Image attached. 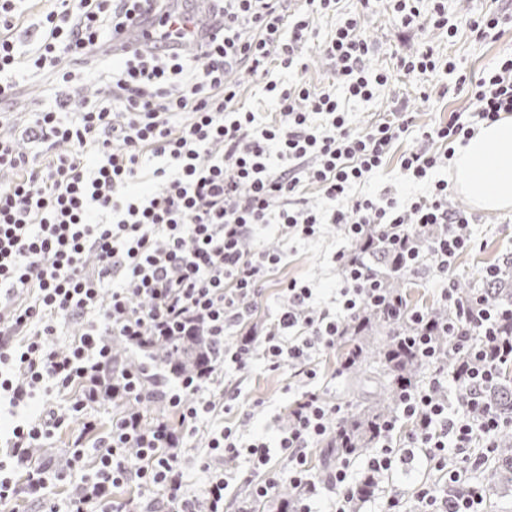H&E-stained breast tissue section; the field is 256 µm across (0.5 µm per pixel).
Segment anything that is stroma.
<instances>
[{"label": "stroma", "mask_w": 512, "mask_h": 512, "mask_svg": "<svg viewBox=\"0 0 512 512\" xmlns=\"http://www.w3.org/2000/svg\"><path fill=\"white\" fill-rule=\"evenodd\" d=\"M362 33L376 45V51L370 60L375 68H382L392 75L390 86L371 102L354 106L350 110L352 125L363 126L384 112L390 111L393 101L405 102L415 115L418 126H427L447 121L453 111L469 107L465 94L448 96L444 99L424 100L418 88L399 72L396 54L410 49L414 40L411 33L402 31L395 23L391 13L378 10L370 16L362 28ZM441 54L450 56L464 72L477 73L491 66L498 57L512 53V23L502 25L496 37L477 40L468 31H460L457 37L440 36L436 41ZM414 138L400 141L387 158L381 170L364 186L366 194L382 197L391 192L400 204H410L413 197L424 194L428 182L408 180L400 169L402 155L417 147ZM450 201L456 207L470 210L473 219V233L476 246L473 250L461 254L450 273L457 283H469L471 288L483 287L482 274L486 267L502 262L506 254L512 252V210L505 212H484L471 209L469 202L459 193H452ZM267 247L283 248L285 258L279 272L263 287L259 299V310L250 329L254 332V346H261V331L269 321L268 311L284 304L281 284L290 279H298L318 288L322 300H330L338 281V273L333 256L337 250L350 249L347 240L338 225L324 227L321 235L309 242L281 244L279 239L268 238ZM338 365L335 351H327L316 359V369L321 381L326 382L325 394L330 398L347 401L351 409L373 403L381 390L380 367L375 360L364 363L357 376L346 377L333 382L332 376ZM290 371L281 368L268 372L254 368L245 374L241 385L240 404L229 412L218 415V422L233 424L245 435H263L275 438L279 425L287 420L288 406L296 397L297 388L290 385ZM434 471L419 467L406 472L400 469L379 476L377 489L373 497L366 499L355 512H377L381 501L391 496L406 498L409 512H416L418 505L409 500L408 492L414 483L437 479Z\"/></svg>", "instance_id": "35a3bbf8"}]
</instances>
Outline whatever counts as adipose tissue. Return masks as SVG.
Segmentation results:
<instances>
[{
    "mask_svg": "<svg viewBox=\"0 0 512 512\" xmlns=\"http://www.w3.org/2000/svg\"><path fill=\"white\" fill-rule=\"evenodd\" d=\"M449 177L474 207L512 209V116L480 126L459 146L450 161Z\"/></svg>",
    "mask_w": 512,
    "mask_h": 512,
    "instance_id": "adipose-tissue-1",
    "label": "adipose tissue"
}]
</instances>
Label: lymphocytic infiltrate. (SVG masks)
Segmentation results:
<instances>
[{"instance_id": "lymphocytic-infiltrate-1", "label": "lymphocytic infiltrate", "mask_w": 512, "mask_h": 512, "mask_svg": "<svg viewBox=\"0 0 512 512\" xmlns=\"http://www.w3.org/2000/svg\"><path fill=\"white\" fill-rule=\"evenodd\" d=\"M28 0H0V105L23 80L48 84L44 104L12 131L0 132V410L11 425L0 442V505L27 495L39 512H112L114 487L135 484L138 502L124 512H224L235 482L250 497H268L289 484L298 495L290 512H351L366 477L425 465L440 482L412 494L423 512H484L473 475L494 452L497 433L512 427L484 403L496 365L512 361V304L488 307L482 289L459 298L448 272L475 238L467 215L448 205V182L402 208L359 194L384 165L413 118L399 106L365 127L350 126L352 104L372 100L389 84L386 70L368 64L373 51L361 16L377 0L340 13L341 0H58L39 19L35 43L15 30ZM400 25L422 43L397 66L410 80L452 77L471 102L422 138L442 151L416 150L400 167L420 181L447 167L457 143L475 124L512 114V55L470 75L439 55L432 37L455 36L447 0H389ZM340 13L321 47L333 81L307 82L301 60L313 35L312 17ZM195 46L188 54L187 46ZM262 81L276 104L265 118L240 105L232 74ZM94 99L73 105L88 82ZM317 190L325 210L310 208ZM342 225L361 238L379 225L386 248L408 272L425 268L443 281V324L425 312H405L371 271L368 256L339 250L340 275L330 306H319L307 283H284L287 304L270 315L262 351L241 334L258 308L262 285L280 269L284 252L264 247L318 237ZM435 227L426 258L414 234ZM385 312L398 345L429 371L424 384L398 385L395 411L379 425L369 453L341 447L323 476L311 471L308 450L342 435L347 407L324 399L313 385L316 355L335 348L349 320L366 308ZM409 320L411 330L400 327ZM73 333L59 345L64 328ZM212 337L219 358L206 373L149 389L142 373L118 369L112 337L143 344L162 336ZM445 338L447 350L437 340ZM464 355L455 372L443 352ZM267 370L289 366L302 392L275 439H243L236 426L214 424L231 408L254 355ZM128 409L102 426L103 401ZM162 401L169 414L146 423L144 411ZM413 421L402 447L392 436ZM68 469L44 465L18 483L15 472L32 448L71 423ZM203 437L207 454L202 496L187 488L184 449ZM284 466L270 471L273 459ZM58 483L82 489L64 502L48 491Z\"/></svg>"}]
</instances>
